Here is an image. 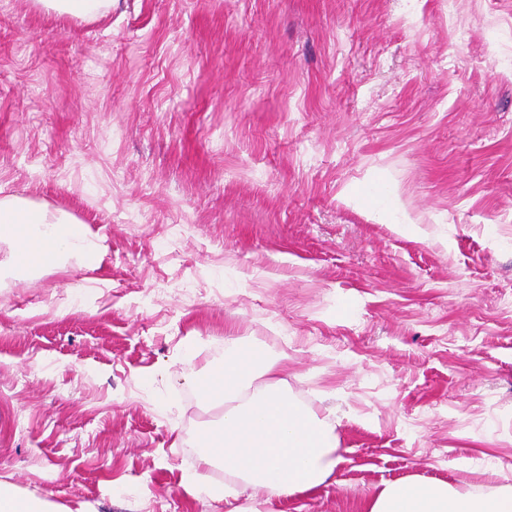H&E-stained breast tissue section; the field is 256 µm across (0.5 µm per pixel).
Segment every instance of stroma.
<instances>
[{
	"mask_svg": "<svg viewBox=\"0 0 512 512\" xmlns=\"http://www.w3.org/2000/svg\"><path fill=\"white\" fill-rule=\"evenodd\" d=\"M0 191L104 250L0 277V481L224 512L195 446L224 409L188 379L228 336L283 357L341 458L244 506L512 471V0H0ZM32 2L59 14L82 19H95L112 9V0H32Z\"/></svg>",
	"mask_w": 512,
	"mask_h": 512,
	"instance_id": "stroma-1",
	"label": "stroma"
}]
</instances>
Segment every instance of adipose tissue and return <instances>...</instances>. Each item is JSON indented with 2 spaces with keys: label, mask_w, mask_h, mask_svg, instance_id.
I'll return each instance as SVG.
<instances>
[{
  "label": "adipose tissue",
  "mask_w": 512,
  "mask_h": 512,
  "mask_svg": "<svg viewBox=\"0 0 512 512\" xmlns=\"http://www.w3.org/2000/svg\"><path fill=\"white\" fill-rule=\"evenodd\" d=\"M14 245L13 272L47 264L63 265L74 256L95 267L102 253L86 225L28 200L0 198V241ZM222 362L193 375L189 383L199 399L224 407L222 429L201 431L200 460L220 461L265 501L306 494L335 472L336 434L295 398L284 393L274 374L281 363L260 343L226 337ZM477 495L445 484L408 480L382 489L366 512H512V475Z\"/></svg>",
  "instance_id": "obj_1"
}]
</instances>
